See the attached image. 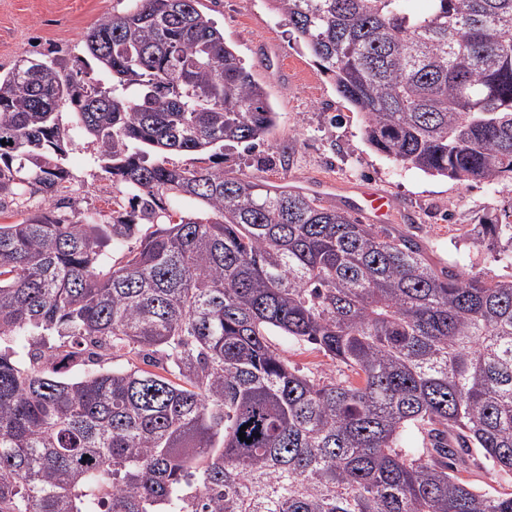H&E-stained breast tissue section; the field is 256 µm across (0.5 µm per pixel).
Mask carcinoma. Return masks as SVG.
<instances>
[{
  "label": "carcinoma",
  "mask_w": 512,
  "mask_h": 512,
  "mask_svg": "<svg viewBox=\"0 0 512 512\" xmlns=\"http://www.w3.org/2000/svg\"><path fill=\"white\" fill-rule=\"evenodd\" d=\"M271 2L376 152L512 179V0ZM85 47L105 78L0 74V512H512L458 476L512 479V279L224 172L276 112L201 0H129ZM74 130L127 203L75 206ZM270 338L272 343L283 350L294 365L303 368L304 372L311 370L314 373H322L328 377H341V374H344V372L345 374H350L340 364L332 362L322 354L308 350L307 347L306 349H300L298 346H292L282 336L273 335Z\"/></svg>",
  "instance_id": "carcinoma-1"
}]
</instances>
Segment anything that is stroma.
<instances>
[{
  "label": "stroma",
  "instance_id": "obj_1",
  "mask_svg": "<svg viewBox=\"0 0 512 512\" xmlns=\"http://www.w3.org/2000/svg\"><path fill=\"white\" fill-rule=\"evenodd\" d=\"M224 40L251 68L276 112V125L252 149L224 150V169L243 171L320 197L362 223L363 192L387 194L393 234L410 236L436 268L494 279L512 277L498 261L503 239L490 224H512V180L460 183L408 169L365 141L360 113L324 76L311 52L295 41L285 16L270 0H203ZM127 0H0V73L24 56L55 57L67 64L85 58V37L106 16L125 11ZM88 139L75 137L66 165L81 206L116 196L118 185L96 166Z\"/></svg>",
  "mask_w": 512,
  "mask_h": 512
}]
</instances>
